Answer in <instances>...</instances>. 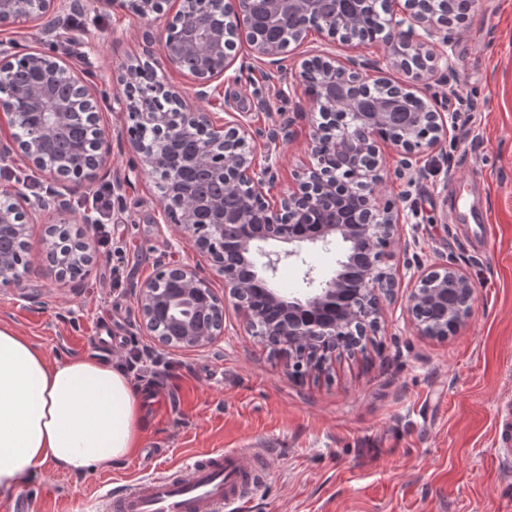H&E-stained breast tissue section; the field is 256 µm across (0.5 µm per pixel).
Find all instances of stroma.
<instances>
[{"label": "stroma", "mask_w": 512, "mask_h": 512, "mask_svg": "<svg viewBox=\"0 0 512 512\" xmlns=\"http://www.w3.org/2000/svg\"><path fill=\"white\" fill-rule=\"evenodd\" d=\"M142 21L126 11L88 15L62 30L55 43L39 42L34 27L10 32L27 49L52 50L61 59L90 64L103 98L119 87L116 74L141 51ZM451 51L456 67L446 79L419 86L426 105L451 119L436 149L416 153L405 176L398 158L383 155L382 200L402 212L410 244L386 265L400 285L384 301L380 326L362 351L332 353L325 367L296 376L286 356L255 336L235 309L224 314V334L197 349H164L141 325L135 288L161 266L198 267L216 294L224 279L172 223H156L155 179L139 174L120 113L103 109L111 130L110 155L69 194L70 218L90 207L99 186L112 187V241L94 245L84 280L58 278L46 261L48 228L58 216L30 225L22 283L0 281V325L38 344L49 361L100 356L94 342L112 324L110 360L143 347L128 377L143 402L140 448L106 467L82 474L46 469L14 496H0V512L16 498L29 512H90L105 489L173 466L205 451L271 443L267 477L249 512H512V465L497 459L498 410L512 399V0H481L458 26ZM322 51L380 60L383 42L359 48L318 33L284 51L289 73L305 54ZM217 117L265 131L286 122L288 139L273 148L275 181L259 185L270 201L291 188L308 159L316 105L297 85L279 95L280 76L239 44L232 68L215 80ZM485 179L480 202L490 220L486 249L471 247L444 203L445 193ZM0 185L27 196L65 190L16 157L0 171ZM454 266L475 289L472 316L447 337L422 336L411 324L407 297L421 269Z\"/></svg>", "instance_id": "1"}]
</instances>
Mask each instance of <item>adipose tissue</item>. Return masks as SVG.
Segmentation results:
<instances>
[{
  "label": "adipose tissue",
  "mask_w": 512,
  "mask_h": 512,
  "mask_svg": "<svg viewBox=\"0 0 512 512\" xmlns=\"http://www.w3.org/2000/svg\"><path fill=\"white\" fill-rule=\"evenodd\" d=\"M142 425L140 397L118 365L90 356L52 364L0 327V495L48 468L81 473L126 458Z\"/></svg>",
  "instance_id": "ef3b65f1"
}]
</instances>
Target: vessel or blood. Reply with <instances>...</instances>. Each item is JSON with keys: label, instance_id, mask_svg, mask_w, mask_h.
Listing matches in <instances>:
<instances>
[{"label": "vessel or blood", "instance_id": "obj_1", "mask_svg": "<svg viewBox=\"0 0 512 512\" xmlns=\"http://www.w3.org/2000/svg\"><path fill=\"white\" fill-rule=\"evenodd\" d=\"M449 207L472 220L471 236L486 244L487 212L473 211L468 198L457 196ZM497 448L501 460H512V406L499 419ZM267 454L260 448H227L197 455L189 473L162 471L141 480L108 489L96 512H241L262 482Z\"/></svg>", "mask_w": 512, "mask_h": 512}]
</instances>
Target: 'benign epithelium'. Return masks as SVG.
I'll return each mask as SVG.
<instances>
[{
	"label": "benign epithelium",
	"mask_w": 512,
	"mask_h": 512,
	"mask_svg": "<svg viewBox=\"0 0 512 512\" xmlns=\"http://www.w3.org/2000/svg\"><path fill=\"white\" fill-rule=\"evenodd\" d=\"M172 20L161 32L146 26L143 38L147 43L144 57L122 67L119 83L121 92L113 96L112 110L133 113L137 126L127 130L128 143L141 155L143 166L154 172L167 170L179 181L192 171L208 168L215 180H227V186L237 191L250 189V195L240 200L235 212L224 211L220 199L203 203L208 209L211 233L195 234V223L202 203L185 197L181 210L173 213L168 199L161 198V211L166 220L177 225L179 238L218 266L224 276V298H219L188 264H172L155 278L136 288L144 327L155 334L158 344L169 349L200 348L220 335L224 326V311L231 306L246 320L256 317L248 299L253 292L263 294L274 307L275 315L266 333L276 344L289 350L300 346H329L340 340L351 346L357 337L379 328L381 302L393 293L395 279L383 269L384 255L373 257L375 245L384 249L402 242L401 215L379 203L384 183L377 142L378 128L396 118H404L406 135L393 142L407 166V157L417 150L433 148L450 130L447 119L427 106L417 112L391 111L392 103L382 101L367 112H358L342 130L331 138V152L348 158L354 164V180L364 195L361 209L350 207L351 186L340 183L329 170L322 152L324 131L313 123L308 154L311 160L297 175L295 190L280 197L274 207H266L263 219L253 220L250 197L257 195V185L272 178L276 163L266 156L267 164L257 168L254 149L242 147L256 141L248 125L238 121L217 126L212 113L200 103L211 98V82L231 67L237 41L246 38L252 56L268 67L281 71L282 50L273 43L253 37L254 23L265 12L274 16L278 25L300 45L309 33L328 36L344 35L343 42L353 43L357 37L346 32L347 19L340 13L325 16L315 8L313 0H176ZM126 9V0H0V32L19 29L31 24L44 40L56 37L64 28L69 13H88L101 6ZM479 0H446L443 10L436 11L431 0L394 2L381 30L388 47L384 66L402 70L408 82L397 86L382 80L390 97L400 100L411 93L410 86L422 83L439 73L454 68L446 52L432 53L440 42L449 44L455 13L473 12ZM158 45L165 60L194 80V92L189 95L177 86L163 84L156 88L145 81L153 69L152 45ZM27 62L35 72L51 77V83L38 81L14 84L0 91V116L10 117L11 124L27 129L28 135L0 139V165L22 154L36 170L52 178L61 177L75 185L85 180L83 173L106 165L109 153L105 149L107 132L99 123L100 94L91 81L90 72H81L53 55L39 50L26 53ZM17 52L0 42V78L11 74ZM317 67L321 89L319 101L334 109L346 110L347 100L336 98L340 90L356 89L368 92L371 87L362 71L376 63L358 56L345 59L336 56L315 57L304 63V70ZM162 92L177 106L178 113L158 112L153 107L156 92ZM81 108L94 130L95 141L87 156L74 155L66 169L56 167L48 159L54 134L69 122L73 110ZM151 125L159 130L160 138L149 141L141 130ZM207 137L196 135L198 128ZM10 197L14 207L0 208V227L11 228L18 235L27 233V224L52 210L62 216L69 210L63 195L45 200H30L16 188L0 186V197ZM97 220L91 211L82 214L83 241L75 250L53 256L60 275L69 274L72 263H87L91 259L90 228ZM332 245L339 247L336 269L327 275L318 274L307 261L308 256ZM295 264L302 269L304 287L286 291L277 285L281 265ZM27 273L26 263L0 256V279L19 283ZM168 279L176 287L163 292L159 285ZM419 283L408 297V310L413 324L422 336H435L437 331L419 316L421 302L431 300L436 293H452L460 303L455 324L472 314L474 288L468 276L452 268L424 270Z\"/></svg>",
	"instance_id": "obj_1"
}]
</instances>
